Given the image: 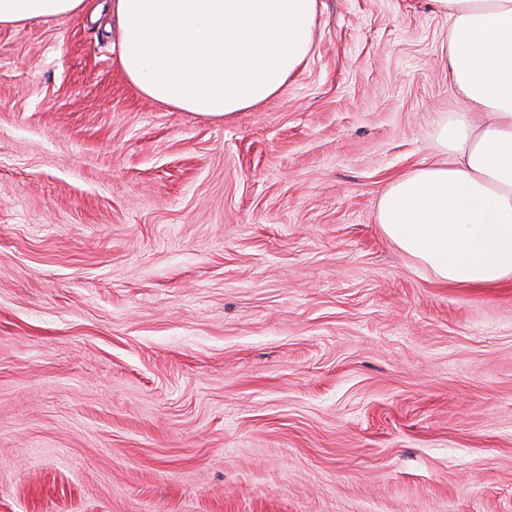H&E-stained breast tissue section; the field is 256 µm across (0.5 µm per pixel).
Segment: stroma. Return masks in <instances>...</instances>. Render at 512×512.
I'll use <instances>...</instances> for the list:
<instances>
[{
	"label": "stroma",
	"mask_w": 512,
	"mask_h": 512,
	"mask_svg": "<svg viewBox=\"0 0 512 512\" xmlns=\"http://www.w3.org/2000/svg\"><path fill=\"white\" fill-rule=\"evenodd\" d=\"M213 120L108 15L0 27V512H512V284L374 222L462 104L430 0H321Z\"/></svg>",
	"instance_id": "35a3bbf8"
}]
</instances>
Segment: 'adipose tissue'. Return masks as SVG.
<instances>
[{
  "label": "adipose tissue",
  "mask_w": 512,
  "mask_h": 512,
  "mask_svg": "<svg viewBox=\"0 0 512 512\" xmlns=\"http://www.w3.org/2000/svg\"><path fill=\"white\" fill-rule=\"evenodd\" d=\"M464 108L435 126L437 160L392 179L375 222L444 284L512 282V0H432ZM320 0H0V25L108 13L128 84L226 119L276 96L311 57Z\"/></svg>",
  "instance_id": "adipose-tissue-1"
}]
</instances>
